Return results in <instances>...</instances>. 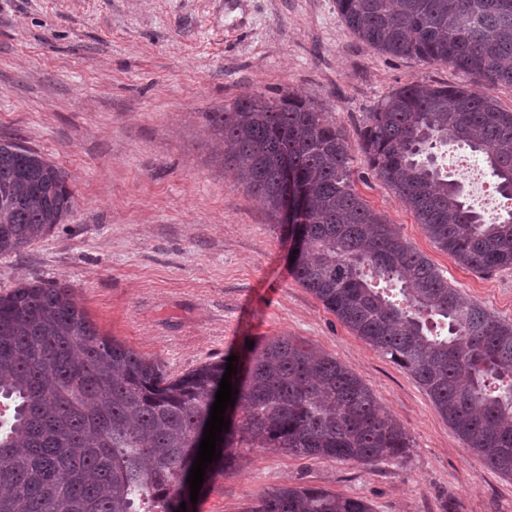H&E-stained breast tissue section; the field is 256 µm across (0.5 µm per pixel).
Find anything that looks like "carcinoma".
Instances as JSON below:
<instances>
[{"mask_svg":"<svg viewBox=\"0 0 512 512\" xmlns=\"http://www.w3.org/2000/svg\"><path fill=\"white\" fill-rule=\"evenodd\" d=\"M346 28L377 51L449 65L483 88L512 87V0H336ZM237 180L278 215L281 162L299 174L302 242L290 271L353 333L410 373L467 447L512 475V323L448 284L354 191L345 139L295 95L246 98L212 115ZM482 154L512 199V110L464 87L415 83L368 113L372 170L434 243L475 272L512 268V209L485 220L434 150ZM65 172L0 140V256L17 254L71 214ZM227 360L178 378L102 335L65 284L26 280L0 293V512H176ZM234 449L374 464L410 447L370 387L330 354L291 337L256 347L232 375ZM150 504L143 510L141 505ZM250 512H371L311 487L262 493Z\"/></svg>","mask_w":512,"mask_h":512,"instance_id":"obj_1","label":"carcinoma"}]
</instances>
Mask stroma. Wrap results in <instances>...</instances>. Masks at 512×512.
Listing matches in <instances>:
<instances>
[{
  "instance_id": "stroma-1",
  "label": "stroma",
  "mask_w": 512,
  "mask_h": 512,
  "mask_svg": "<svg viewBox=\"0 0 512 512\" xmlns=\"http://www.w3.org/2000/svg\"><path fill=\"white\" fill-rule=\"evenodd\" d=\"M414 82L467 87L452 67L381 54L336 0H0V139L66 171L76 207L0 256V291L70 286L101 334L171 377L291 336L352 368L409 437L367 465L242 448L190 512H248L260 493L315 487L373 512H512V476L470 452L426 390L289 271L292 241L224 162L210 115L293 93L345 138L359 195L449 283L512 322V268L465 269L438 250L370 166L368 113Z\"/></svg>"
}]
</instances>
